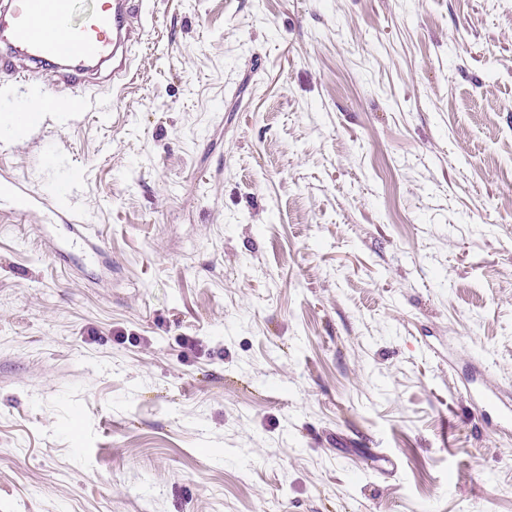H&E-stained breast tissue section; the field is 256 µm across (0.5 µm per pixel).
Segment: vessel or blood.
<instances>
[{
	"mask_svg": "<svg viewBox=\"0 0 512 512\" xmlns=\"http://www.w3.org/2000/svg\"><path fill=\"white\" fill-rule=\"evenodd\" d=\"M142 0H0V72L14 80L38 75L80 83L109 69L113 81L131 68V48L140 39L137 25ZM83 97L66 103L43 97L40 107L21 114L22 128L47 114L85 111Z\"/></svg>",
	"mask_w": 512,
	"mask_h": 512,
	"instance_id": "vessel-or-blood-1",
	"label": "vessel or blood"
}]
</instances>
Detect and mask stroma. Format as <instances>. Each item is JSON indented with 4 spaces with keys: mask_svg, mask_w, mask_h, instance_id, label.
Wrapping results in <instances>:
<instances>
[{
    "mask_svg": "<svg viewBox=\"0 0 512 512\" xmlns=\"http://www.w3.org/2000/svg\"><path fill=\"white\" fill-rule=\"evenodd\" d=\"M0 135V512H512V0H143ZM42 104L34 111L24 112L18 120V127L27 128L35 126L46 117L47 114L52 112H70L71 114H79L84 112L87 108L86 100L80 96H73L68 99L66 104L61 107L59 101L55 97H40Z\"/></svg>",
    "mask_w": 512,
    "mask_h": 512,
    "instance_id": "1",
    "label": "stroma"
}]
</instances>
